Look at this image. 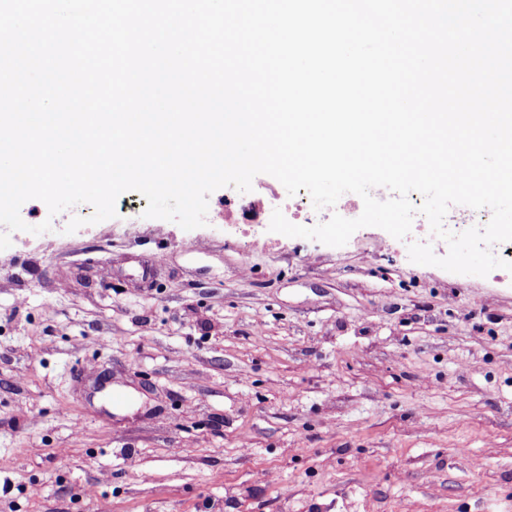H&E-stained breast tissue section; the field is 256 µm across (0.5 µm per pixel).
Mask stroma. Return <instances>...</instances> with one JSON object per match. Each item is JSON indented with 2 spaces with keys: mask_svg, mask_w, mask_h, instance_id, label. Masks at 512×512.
<instances>
[{
  "mask_svg": "<svg viewBox=\"0 0 512 512\" xmlns=\"http://www.w3.org/2000/svg\"><path fill=\"white\" fill-rule=\"evenodd\" d=\"M80 203L0 251V512H512V273ZM51 221L50 231L33 226ZM162 265H152L157 253ZM124 404H112L111 390Z\"/></svg>",
  "mask_w": 512,
  "mask_h": 512,
  "instance_id": "obj_1",
  "label": "stroma"
}]
</instances>
